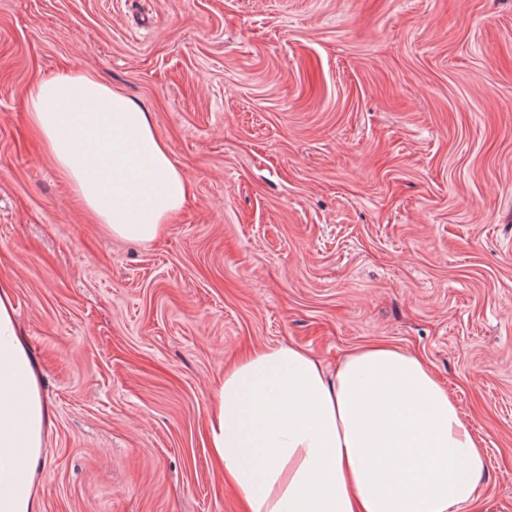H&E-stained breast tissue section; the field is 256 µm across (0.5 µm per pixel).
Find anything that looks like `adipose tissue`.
<instances>
[{"instance_id":"ef3b65f1","label":"adipose tissue","mask_w":512,"mask_h":512,"mask_svg":"<svg viewBox=\"0 0 512 512\" xmlns=\"http://www.w3.org/2000/svg\"><path fill=\"white\" fill-rule=\"evenodd\" d=\"M27 119L85 211L112 236L162 237L188 177L151 115L72 70L31 84ZM212 456L246 512H472L485 456L422 360L381 343L327 371L307 350H254L212 387ZM54 410L0 279V512H42Z\"/></svg>"}]
</instances>
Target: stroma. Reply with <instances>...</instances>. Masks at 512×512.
Wrapping results in <instances>:
<instances>
[{
  "label": "stroma",
  "instance_id": "35a3bbf8",
  "mask_svg": "<svg viewBox=\"0 0 512 512\" xmlns=\"http://www.w3.org/2000/svg\"><path fill=\"white\" fill-rule=\"evenodd\" d=\"M96 74L191 193L152 243L91 220L26 119ZM54 406L43 512H243L211 387L252 349L420 356L512 512V0H0V278Z\"/></svg>",
  "mask_w": 512,
  "mask_h": 512
}]
</instances>
